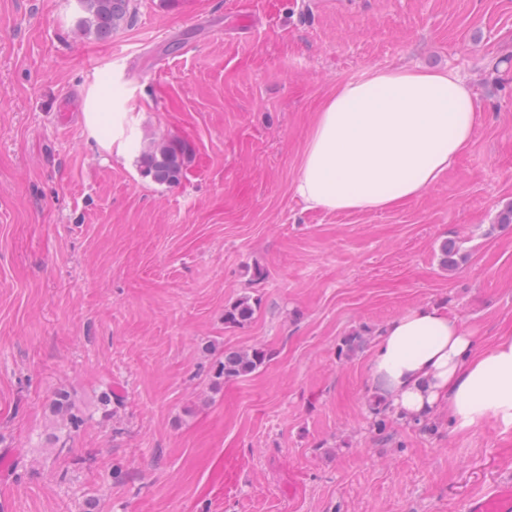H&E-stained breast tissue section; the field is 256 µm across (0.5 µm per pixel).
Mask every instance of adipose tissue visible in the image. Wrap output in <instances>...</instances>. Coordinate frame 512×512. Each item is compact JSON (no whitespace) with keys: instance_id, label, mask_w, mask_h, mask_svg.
<instances>
[{"instance_id":"obj_1","label":"adipose tissue","mask_w":512,"mask_h":512,"mask_svg":"<svg viewBox=\"0 0 512 512\" xmlns=\"http://www.w3.org/2000/svg\"><path fill=\"white\" fill-rule=\"evenodd\" d=\"M471 87L448 71L371 69L338 83L317 113L293 191L310 209L379 211L421 196L481 123ZM369 370L391 411L414 423L443 410L458 430L512 426V334L477 349L436 306L383 329Z\"/></svg>"}]
</instances>
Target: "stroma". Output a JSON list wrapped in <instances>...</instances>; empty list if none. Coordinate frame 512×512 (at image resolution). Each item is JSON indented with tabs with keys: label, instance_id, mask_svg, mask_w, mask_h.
<instances>
[{
	"label": "stroma",
	"instance_id": "35a3bbf8",
	"mask_svg": "<svg viewBox=\"0 0 512 512\" xmlns=\"http://www.w3.org/2000/svg\"><path fill=\"white\" fill-rule=\"evenodd\" d=\"M79 16L0 0V453L20 457L0 512H463L512 482V426L376 425L368 370L417 306L481 348L512 332V0H138L109 40ZM416 66L470 85V146L420 197L305 209L292 183L336 83ZM89 112L124 113L130 148ZM173 137L192 154L160 184L140 153ZM245 296L253 319L225 327ZM252 347L265 366L212 385ZM63 390L93 418L60 453Z\"/></svg>",
	"mask_w": 512,
	"mask_h": 512
}]
</instances>
